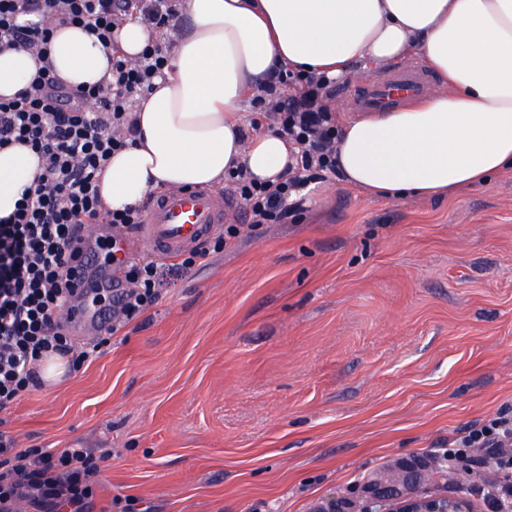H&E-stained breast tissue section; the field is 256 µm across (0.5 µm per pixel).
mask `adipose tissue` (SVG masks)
Segmentation results:
<instances>
[{
    "label": "adipose tissue",
    "mask_w": 512,
    "mask_h": 512,
    "mask_svg": "<svg viewBox=\"0 0 512 512\" xmlns=\"http://www.w3.org/2000/svg\"><path fill=\"white\" fill-rule=\"evenodd\" d=\"M183 12L164 75L135 114V140L102 175L109 209L219 186L239 165L260 181L285 173L293 162L285 137L241 134L246 100L281 67L367 77L415 59L437 76V92L346 114L336 167L348 187L448 196L512 169V0H185ZM153 38L135 14L109 47L61 26L49 57L57 78L76 89L108 77L113 55L136 58ZM36 68L28 52L0 49V97L22 91ZM37 169L30 147L0 150V219Z\"/></svg>",
    "instance_id": "1"
}]
</instances>
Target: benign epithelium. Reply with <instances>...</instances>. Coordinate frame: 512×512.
<instances>
[{
	"mask_svg": "<svg viewBox=\"0 0 512 512\" xmlns=\"http://www.w3.org/2000/svg\"><path fill=\"white\" fill-rule=\"evenodd\" d=\"M395 468L403 479L401 484H392L376 478L365 484L362 501L347 502L330 500L327 507L318 512H350L359 508L370 512L374 507H392V512H473L468 498L463 496L425 495L421 493L422 473L429 469L427 461L421 457L398 458Z\"/></svg>",
	"mask_w": 512,
	"mask_h": 512,
	"instance_id": "obj_1",
	"label": "benign epithelium"
}]
</instances>
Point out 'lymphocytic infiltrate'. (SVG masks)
Wrapping results in <instances>:
<instances>
[{"label": "lymphocytic infiltrate", "mask_w": 512, "mask_h": 512, "mask_svg": "<svg viewBox=\"0 0 512 512\" xmlns=\"http://www.w3.org/2000/svg\"><path fill=\"white\" fill-rule=\"evenodd\" d=\"M134 5L149 26L176 30L180 0H0V48L29 51L40 63L26 88L0 99V149L27 145L41 159L40 171L23 189L15 212L0 223V411L38 386V368L48 357H69L75 367L92 359L94 349L74 350L60 319L75 296L70 260L85 241L86 226L130 229L143 220L140 205L108 210L98 180L132 133L131 114L162 76L170 46L149 43L134 63L113 57L110 78L89 88L65 86L48 58L55 26H83L108 46ZM26 15L40 17V24H19ZM291 80L290 74H278L255 99L274 129L297 147L291 176L270 185L237 171L224 186L254 227L286 223L299 205L298 194L336 172V119L325 104L334 81L325 75L302 76L296 79L299 89L284 94L282 88ZM118 272L126 287L112 304V323L106 329L110 336L160 296L154 261L132 257ZM446 455L449 463L465 467L482 456L504 476L490 495L493 504L511 499L512 405L449 442ZM99 473L87 449L22 448L0 432V512H17L22 503L35 512H90Z\"/></svg>", "instance_id": "lymphocytic-infiltrate-1"}]
</instances>
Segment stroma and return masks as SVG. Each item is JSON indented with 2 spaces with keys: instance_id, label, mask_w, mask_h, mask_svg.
<instances>
[{
  "instance_id": "35a3bbf8",
  "label": "stroma",
  "mask_w": 512,
  "mask_h": 512,
  "mask_svg": "<svg viewBox=\"0 0 512 512\" xmlns=\"http://www.w3.org/2000/svg\"><path fill=\"white\" fill-rule=\"evenodd\" d=\"M242 230L93 361L0 412L99 461L93 512H314L512 404V170L436 199L333 176Z\"/></svg>"
}]
</instances>
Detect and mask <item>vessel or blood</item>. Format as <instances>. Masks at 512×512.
Here are the masks:
<instances>
[{"label":"vessel or blood","mask_w":512,"mask_h":512,"mask_svg":"<svg viewBox=\"0 0 512 512\" xmlns=\"http://www.w3.org/2000/svg\"><path fill=\"white\" fill-rule=\"evenodd\" d=\"M422 82L417 71L404 69L395 75L377 78L369 87L347 88V95L358 110L372 112L398 103L405 93H420ZM223 193L210 190H176L154 198L148 208L145 222L134 228L120 243L116 259H125L134 246L148 248L153 253L174 256L191 249L210 237L224 221ZM73 280L79 288H86L90 278H97L103 286H111V268L100 267L93 253L82 252L72 263ZM64 317L72 325L100 323L111 319V310L89 311L75 308Z\"/></svg>","instance_id":"1"}]
</instances>
